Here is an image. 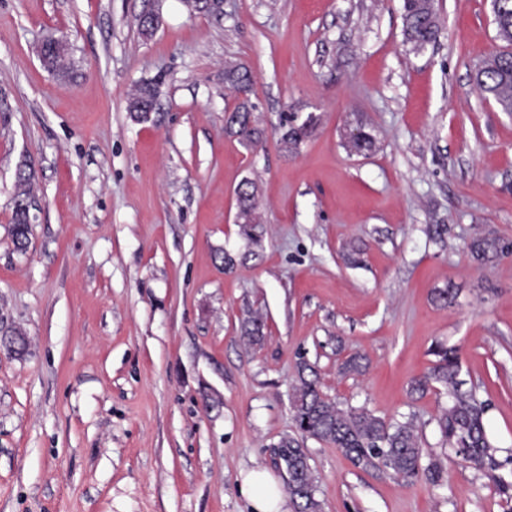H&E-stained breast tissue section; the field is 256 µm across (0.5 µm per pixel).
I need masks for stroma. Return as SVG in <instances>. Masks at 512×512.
I'll use <instances>...</instances> for the list:
<instances>
[{"instance_id":"obj_1","label":"stroma","mask_w":512,"mask_h":512,"mask_svg":"<svg viewBox=\"0 0 512 512\" xmlns=\"http://www.w3.org/2000/svg\"><path fill=\"white\" fill-rule=\"evenodd\" d=\"M402 4L224 0L215 16L183 0H0V333L27 340L0 347V512H249L245 474L284 477L303 358L340 407L414 417L423 462L441 464L439 481L407 483L306 439L322 512H512L441 448L445 392L409 394L433 345L459 348L512 482V254L481 267L468 250L488 233L512 243V116L470 80L500 43L490 0H437L440 40L411 53ZM47 36L67 39V76L41 64ZM228 62L253 75L252 149L224 132ZM148 81L157 107L140 121L127 106ZM289 112L317 119L293 154L278 145ZM361 128L376 148L349 154ZM246 179L255 244L236 222ZM250 312L266 324L253 348ZM355 353L365 371L341 374Z\"/></svg>"}]
</instances>
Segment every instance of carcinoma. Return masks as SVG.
<instances>
[{"instance_id": "cac0c4a2", "label": "carcinoma", "mask_w": 512, "mask_h": 512, "mask_svg": "<svg viewBox=\"0 0 512 512\" xmlns=\"http://www.w3.org/2000/svg\"><path fill=\"white\" fill-rule=\"evenodd\" d=\"M491 9L496 28V38L502 42L499 50L476 65L471 81L489 100L496 102L503 111L512 112V0H492ZM440 24L435 0H404L403 43L409 51L417 53L437 42ZM224 83L236 96H247L253 76L240 66L224 69ZM155 98V86L142 84L136 100L141 106L139 118H149L147 109ZM315 117L308 115L303 122L297 116H285L279 128L286 133L279 136L281 150L296 151L312 133ZM225 133L249 148L257 145L263 131L256 125L248 100H243L225 118ZM375 147L374 136L360 130L348 136L346 150L355 155H365ZM238 218L242 234L250 241H259L255 211L256 187L245 180L237 191ZM29 233L28 216L21 204H15L13 235L22 245ZM473 259L481 264L492 262L512 252V247L493 235L476 236L468 244ZM265 325L256 316L241 322V335L249 343L257 345L265 338ZM435 361L429 371L411 384V393L420 396L439 385L450 398V404L441 413L437 425L443 445L477 472L497 482L503 493L512 490V484L504 482L496 474L503 463L496 458L498 448L488 435L484 425L486 405L472 391L462 390L459 379L460 357L458 350L445 344L432 348ZM298 380L292 388L291 410L298 436L283 438L278 446L279 465L287 475V492L296 512H320L315 498L316 479L309 464L304 440L313 438L339 448L354 467L363 471H386L405 481H412L425 473L431 480L439 478V465L431 462L422 466V449L419 448L418 431L413 419L403 422H387L365 408L343 409L323 393L314 364L302 358L297 364Z\"/></svg>"}]
</instances>
